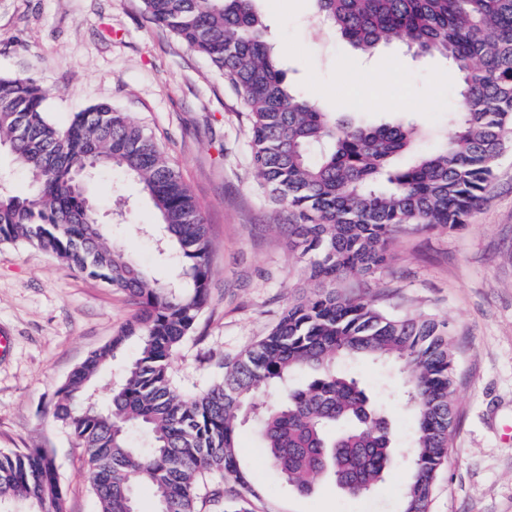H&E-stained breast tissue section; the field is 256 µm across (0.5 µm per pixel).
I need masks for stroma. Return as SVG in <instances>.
Here are the masks:
<instances>
[{"instance_id":"stroma-1","label":"stroma","mask_w":512,"mask_h":512,"mask_svg":"<svg viewBox=\"0 0 512 512\" xmlns=\"http://www.w3.org/2000/svg\"><path fill=\"white\" fill-rule=\"evenodd\" d=\"M259 7L289 80L322 111L362 125L412 120L423 152L451 134L460 77L446 60L413 57L395 40L361 55L316 28L312 0H261ZM0 75L47 87L46 110L60 124L111 103L155 138L190 188L210 228L212 276L197 330L174 354L179 387H209L219 377L209 354L238 355L269 332L289 301L315 289L259 186L240 98L205 57L151 24L141 0H0ZM367 84L371 93L361 95ZM89 191L113 243L158 280L169 279L173 264L158 254L156 214L140 185L102 169ZM118 198L126 217L117 224ZM391 255L370 293L393 313L447 321L456 342L457 428L429 512H512V149L496 161L468 224L407 232ZM136 312L126 295L41 250L0 244V335L10 339L0 352V448L48 449L65 512H98V503L81 450L53 419L55 394ZM344 370L385 405L397 446L407 447L408 410L387 397L402 379L376 361H351ZM238 445L254 512H399L410 474L400 457L368 495L322 480L302 496L271 466L253 422L239 426Z\"/></svg>"}]
</instances>
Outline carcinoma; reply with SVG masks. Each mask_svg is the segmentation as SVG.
I'll use <instances>...</instances> for the list:
<instances>
[{"instance_id":"cac0c4a2","label":"carcinoma","mask_w":512,"mask_h":512,"mask_svg":"<svg viewBox=\"0 0 512 512\" xmlns=\"http://www.w3.org/2000/svg\"><path fill=\"white\" fill-rule=\"evenodd\" d=\"M150 22L211 61L241 95L250 118L253 166L272 205L289 214L291 245L320 288L288 304L270 332L235 357L221 378L186 393L173 355L208 304V224L160 146L129 116L98 103L64 126L45 110L49 90L29 77L0 76V144L30 174L33 191L0 194V242L38 247L72 270L125 293L139 312L58 389L53 418L82 449L99 512H131L136 487L150 488L157 512H203L199 490L220 473L250 491L237 444L252 418L272 467L300 495L331 477L350 495L384 482L396 460L389 421L348 360L389 362L407 378L403 397L414 428L411 475L401 512H428L448 458L456 412L455 341L429 315H394L376 299L338 284L384 269L390 245L408 228L453 229L468 222L512 146V0H314L316 16L364 52L397 39L415 55H440L461 76L452 133L426 154L410 122L378 126L336 121L293 92L279 67L257 0H141ZM116 168L135 179L165 235L162 255L189 278L161 283L112 244L79 177ZM136 337L135 359L96 397L101 369ZM299 372L305 386L290 384ZM277 386V403L259 395ZM132 426L149 434L133 447ZM63 512L53 462L43 448L0 450V504Z\"/></svg>"}]
</instances>
